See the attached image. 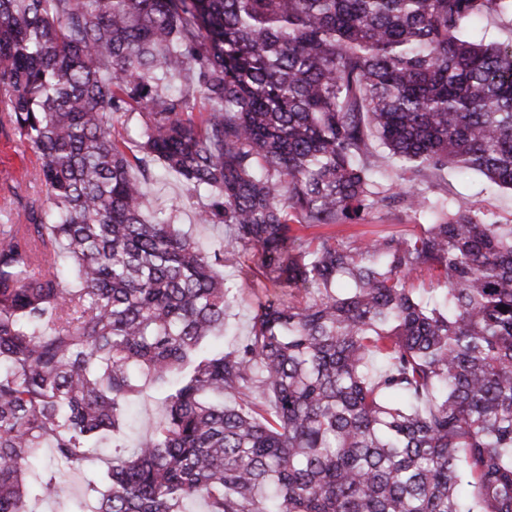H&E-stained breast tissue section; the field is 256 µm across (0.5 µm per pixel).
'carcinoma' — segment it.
Wrapping results in <instances>:
<instances>
[{"label": "carcinoma", "mask_w": 512, "mask_h": 512, "mask_svg": "<svg viewBox=\"0 0 512 512\" xmlns=\"http://www.w3.org/2000/svg\"><path fill=\"white\" fill-rule=\"evenodd\" d=\"M507 10L0 0V129L46 194L0 225V512L32 488L55 512H512V224L448 213L447 180L512 190V42L471 30ZM155 167L224 225L213 251L147 212ZM393 207L434 220L297 235ZM249 254L304 295L216 349L240 297L217 270ZM148 386L152 432L69 492Z\"/></svg>", "instance_id": "obj_1"}]
</instances>
